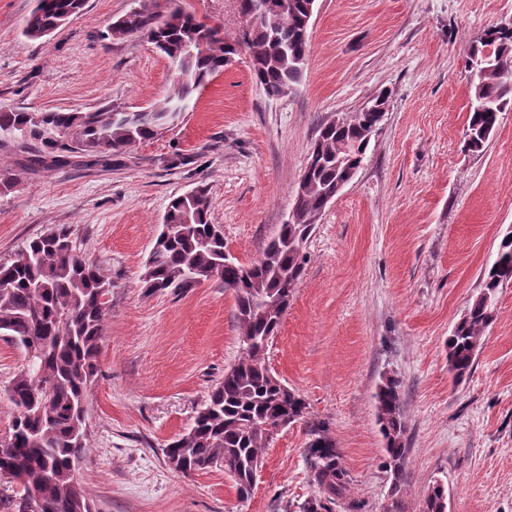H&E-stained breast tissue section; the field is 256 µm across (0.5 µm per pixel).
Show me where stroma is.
<instances>
[{"label": "stroma", "mask_w": 512, "mask_h": 512, "mask_svg": "<svg viewBox=\"0 0 512 512\" xmlns=\"http://www.w3.org/2000/svg\"><path fill=\"white\" fill-rule=\"evenodd\" d=\"M33 5L0 0V107L135 112L167 96L169 59L147 38L109 34L132 0H86L64 28L29 40L22 29ZM184 5L231 39L250 30L238 0ZM500 25H512V0H316L306 70L287 96L268 97L242 51L177 124L108 163L24 174L18 155L0 150V172L21 175L0 192V260L67 228L112 282L88 400L91 460L79 473L100 512H301L321 495L305 457L316 422L349 475L332 512H386L375 394L388 377L401 384L410 448L404 512H420L437 480L448 512H512V284L496 294L465 380L454 382L446 351L512 230V108L483 151L465 147V54ZM382 93L385 116L361 168L319 217L267 351L306 417L276 436L248 499L223 470L175 472L165 445L240 349L234 298L219 283L178 295L142 286L170 198L206 186L227 251L252 263L288 218L320 125ZM23 359L0 338L1 435Z\"/></svg>", "instance_id": "1"}]
</instances>
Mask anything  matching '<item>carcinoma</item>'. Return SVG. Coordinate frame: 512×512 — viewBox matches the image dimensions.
Returning <instances> with one entry per match:
<instances>
[{"label":"carcinoma","instance_id":"carcinoma-1","mask_svg":"<svg viewBox=\"0 0 512 512\" xmlns=\"http://www.w3.org/2000/svg\"><path fill=\"white\" fill-rule=\"evenodd\" d=\"M86 0H35L23 35H50L81 12ZM258 4L245 37L254 81L269 97L299 84L310 53L305 34L312 0H240L244 14ZM114 39L153 36L171 62L175 80L169 94L147 112L106 107L86 112L0 110V147L22 156L25 171L65 166L74 158L97 164L178 121L194 95L232 61L241 43L224 39L185 11L181 0H134L113 21ZM470 89L465 146L482 150L499 114L512 106V27L489 28L466 53ZM387 97L326 122L313 145L316 160L295 190L294 219L280 226L262 256L249 265L224 256L223 227L210 219L204 186L171 199L163 224L173 228L156 239L141 276L146 292L178 294L205 281H218L235 301L240 353L209 393L191 425L163 449L166 463L185 476L221 468L237 496L246 499L253 473L263 464L273 437L270 428L293 424L307 414L303 398L276 377L267 348L278 334L295 288L303 277L311 219L336 197L339 183L363 163ZM512 282V240H501L485 270L481 292L455 324L446 344L448 370L462 381L472 370L481 339L495 316L494 297ZM111 282L85 261L60 228L32 238L0 261V336L24 354L22 369L7 394L16 414L0 437V480L12 485L0 505L22 512L32 497L39 512H94L72 462L89 454L87 410L97 372ZM377 416L386 442L385 468L391 477L388 512H403L401 493L409 449L400 382L387 377L376 393ZM306 448L313 482L331 494L349 483L336 444L324 424L310 426ZM423 512H448V490L437 480L424 495Z\"/></svg>","mask_w":512,"mask_h":512}]
</instances>
